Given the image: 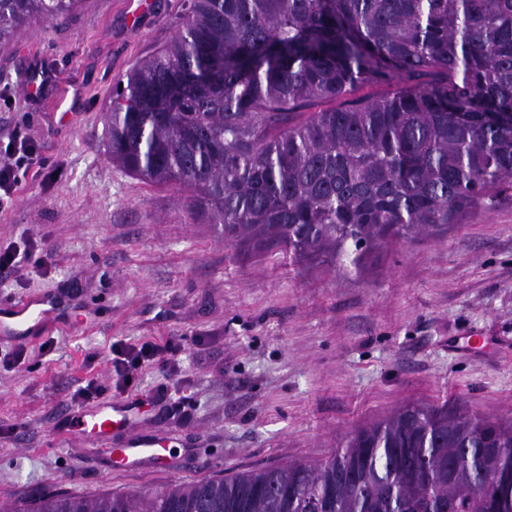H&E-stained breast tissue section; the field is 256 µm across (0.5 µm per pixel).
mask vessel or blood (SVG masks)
<instances>
[{"instance_id": "1", "label": "vessel or blood", "mask_w": 512, "mask_h": 512, "mask_svg": "<svg viewBox=\"0 0 512 512\" xmlns=\"http://www.w3.org/2000/svg\"><path fill=\"white\" fill-rule=\"evenodd\" d=\"M78 305L54 292H40L0 303V347L35 341L76 323ZM136 413L129 403H99L73 411L71 434L86 433L110 447L109 464L115 470L164 466L166 443L157 436L135 433Z\"/></svg>"}]
</instances>
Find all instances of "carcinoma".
<instances>
[{"mask_svg":"<svg viewBox=\"0 0 512 512\" xmlns=\"http://www.w3.org/2000/svg\"><path fill=\"white\" fill-rule=\"evenodd\" d=\"M79 5L0 0V44ZM380 81L397 91L306 111ZM107 152L244 250L358 268L512 188V0H187L112 91ZM499 448L512 420L411 404L320 463L0 512H512V488L489 496Z\"/></svg>","mask_w":512,"mask_h":512,"instance_id":"cac0c4a2","label":"carcinoma"}]
</instances>
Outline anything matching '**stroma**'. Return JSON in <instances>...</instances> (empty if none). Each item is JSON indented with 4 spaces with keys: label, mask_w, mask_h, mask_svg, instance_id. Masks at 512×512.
<instances>
[{
    "label": "stroma",
    "mask_w": 512,
    "mask_h": 512,
    "mask_svg": "<svg viewBox=\"0 0 512 512\" xmlns=\"http://www.w3.org/2000/svg\"><path fill=\"white\" fill-rule=\"evenodd\" d=\"M185 0H83L0 47V135L35 142L41 173L0 209V246L47 251L0 276V299L75 288L84 321L0 360V497L127 494L174 481L328 457L408 404L512 419V191L362 269L253 255L193 221L184 195L106 150L112 91L176 33ZM51 72L30 95L32 69ZM173 341L106 399L141 401L137 428L174 438L164 469L116 472L107 449L59 446L73 392L110 372L113 344ZM169 400L153 403L156 388ZM184 402L175 412L171 402Z\"/></svg>",
    "instance_id": "35a3bbf8"
}]
</instances>
